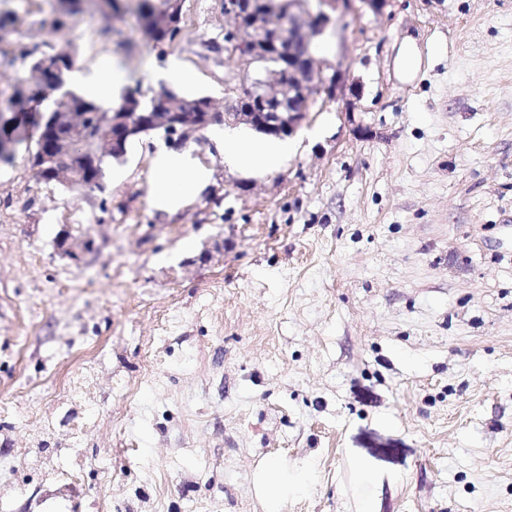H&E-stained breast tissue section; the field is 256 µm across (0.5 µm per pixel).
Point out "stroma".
Wrapping results in <instances>:
<instances>
[{
  "label": "stroma",
  "instance_id": "obj_1",
  "mask_svg": "<svg viewBox=\"0 0 512 512\" xmlns=\"http://www.w3.org/2000/svg\"><path fill=\"white\" fill-rule=\"evenodd\" d=\"M186 5L162 56L134 15L78 37L51 31L48 0H0V49L72 42L80 74L109 57L127 86L220 112L240 62L207 46L233 21ZM332 17L336 97L313 95L275 171L207 154L171 215L150 198L158 134L103 193L38 181L22 147L0 167V512H265L268 460L312 470L281 512H512V0ZM65 229L95 250L58 256ZM395 72L402 82H411L423 66V54L417 40L406 36L398 46L394 59Z\"/></svg>",
  "mask_w": 512,
  "mask_h": 512
}]
</instances>
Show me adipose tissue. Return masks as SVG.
<instances>
[{
  "label": "adipose tissue",
  "mask_w": 512,
  "mask_h": 512,
  "mask_svg": "<svg viewBox=\"0 0 512 512\" xmlns=\"http://www.w3.org/2000/svg\"><path fill=\"white\" fill-rule=\"evenodd\" d=\"M124 81V73L113 67L110 58L104 57L97 64L95 75L79 78L78 83L87 98L106 103ZM213 135L223 141L225 162L246 172L274 171L291 150L288 141L260 139L242 129L219 128L214 130ZM209 178V169L191 151H157L152 159V202L156 208L177 212L203 189ZM309 479V470H302L292 480L279 462H268L259 475V483L267 496L266 512H280V503L290 485L300 486Z\"/></svg>",
  "instance_id": "obj_1"
}]
</instances>
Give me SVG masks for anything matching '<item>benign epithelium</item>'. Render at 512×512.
Listing matches in <instances>:
<instances>
[{
	"mask_svg": "<svg viewBox=\"0 0 512 512\" xmlns=\"http://www.w3.org/2000/svg\"><path fill=\"white\" fill-rule=\"evenodd\" d=\"M222 9L228 17L248 20L246 26L236 24L224 30V52L238 56L241 63V76L225 82L229 104L224 112L213 111L211 101L206 98L190 104L189 112L181 111L182 102L170 112H137L134 105L139 97L129 96L122 103L123 111L102 113L97 148L88 152L96 176L85 189L104 190L101 164L106 155L125 157L119 150V133L128 139H140L161 131L173 148L181 147L189 134L198 133L211 123L228 127L244 125L270 136L290 135L307 116L306 110L294 107L295 100L309 97L314 90L334 98L335 79L328 80L322 75V67L311 54L304 63L288 68L286 73L266 66L269 49L275 48L290 57L297 43H312L329 22L325 13L311 15L307 0H222ZM245 99L255 102L262 111L242 106ZM61 120L66 128L65 136L40 150L34 160V172L48 171L57 183L71 186L79 176L70 156L84 140L85 121L75 119L71 112L61 113ZM55 246L60 255L78 262L95 249L96 242L90 234L76 237L64 231L57 236Z\"/></svg>",
	"mask_w": 512,
	"mask_h": 512,
	"instance_id": "obj_1",
	"label": "benign epithelium"
}]
</instances>
